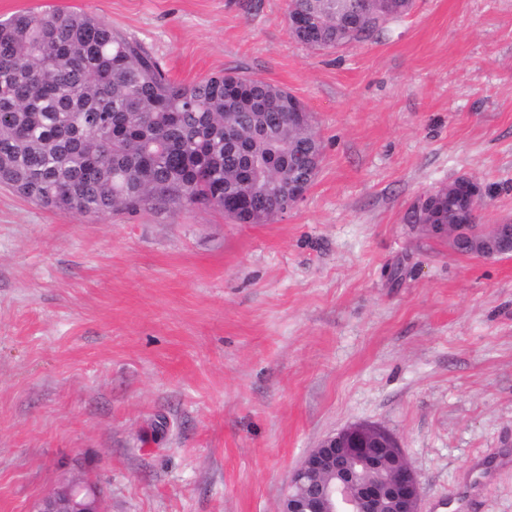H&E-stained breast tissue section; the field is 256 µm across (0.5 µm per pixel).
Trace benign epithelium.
<instances>
[{
  "mask_svg": "<svg viewBox=\"0 0 512 512\" xmlns=\"http://www.w3.org/2000/svg\"><path fill=\"white\" fill-rule=\"evenodd\" d=\"M446 188L470 201L471 214L478 212L483 193L473 179L459 177ZM426 228L450 241H466L470 253L485 259L501 256L496 241L512 237L511 223L491 224L480 237L464 224ZM358 466L378 473V478L356 480L353 468ZM99 496L94 486L68 482L41 498L36 512H100ZM420 502V480L397 437L380 426L359 423L327 436L306 455L290 478L278 512H420Z\"/></svg>",
  "mask_w": 512,
  "mask_h": 512,
  "instance_id": "1",
  "label": "benign epithelium"
}]
</instances>
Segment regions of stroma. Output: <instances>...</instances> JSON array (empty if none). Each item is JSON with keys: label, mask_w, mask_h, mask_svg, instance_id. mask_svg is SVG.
Here are the masks:
<instances>
[{"label": "stroma", "mask_w": 512, "mask_h": 512, "mask_svg": "<svg viewBox=\"0 0 512 512\" xmlns=\"http://www.w3.org/2000/svg\"><path fill=\"white\" fill-rule=\"evenodd\" d=\"M96 15L192 83L278 85L321 143L268 224L153 203L80 214L0 186V512L80 477L103 512H276L347 425L384 427L422 512H512V256L403 223L465 176L512 221V0H414L316 50L288 0H0Z\"/></svg>", "instance_id": "stroma-1"}]
</instances>
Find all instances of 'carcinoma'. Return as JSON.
<instances>
[{
  "label": "carcinoma",
  "instance_id": "obj_1",
  "mask_svg": "<svg viewBox=\"0 0 512 512\" xmlns=\"http://www.w3.org/2000/svg\"><path fill=\"white\" fill-rule=\"evenodd\" d=\"M316 32L292 36L318 49L370 38L377 17L412 8L368 0L352 17L316 0ZM294 96L260 79L216 73L184 84L138 42L84 11L19 12L0 20V184L45 207L85 214L136 211L152 201L224 207L232 220L267 224L293 207L288 176H308L321 145L292 130ZM417 204L434 223L458 204L429 192Z\"/></svg>",
  "mask_w": 512,
  "mask_h": 512
}]
</instances>
